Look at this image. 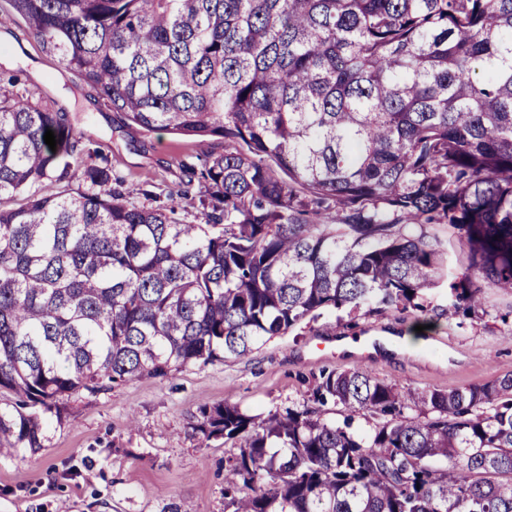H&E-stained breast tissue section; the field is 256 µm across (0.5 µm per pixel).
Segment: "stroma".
<instances>
[{
    "label": "stroma",
    "instance_id": "1",
    "mask_svg": "<svg viewBox=\"0 0 512 512\" xmlns=\"http://www.w3.org/2000/svg\"><path fill=\"white\" fill-rule=\"evenodd\" d=\"M12 44L0 71L67 114L93 162L122 183L129 201L166 206L190 168L222 153L219 137L146 132L106 106L46 49L23 20L6 22ZM448 280L428 291L429 329L414 311L323 312L258 346L247 357L196 363L166 378H143L70 399L64 422L43 416L45 448L0 453V512H224V459L231 443L193 432L203 408L224 403L250 414L308 403L322 374L360 368L402 389L450 391L512 374V294L483 291V306L450 311V281L466 266L457 230L435 225ZM351 339L355 350L341 349Z\"/></svg>",
    "mask_w": 512,
    "mask_h": 512
}]
</instances>
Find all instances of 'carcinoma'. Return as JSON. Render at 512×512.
I'll use <instances>...</instances> for the list:
<instances>
[{"label":"carcinoma","instance_id":"carcinoma-1","mask_svg":"<svg viewBox=\"0 0 512 512\" xmlns=\"http://www.w3.org/2000/svg\"><path fill=\"white\" fill-rule=\"evenodd\" d=\"M7 2L131 124L224 153L136 205L66 113L0 89V447H44L75 393L243 358L324 311L426 312L427 224L467 246L448 306L512 293V0ZM194 200L200 223L175 217ZM311 401L201 411L238 449L226 512H512L511 374L331 372Z\"/></svg>","mask_w":512,"mask_h":512}]
</instances>
